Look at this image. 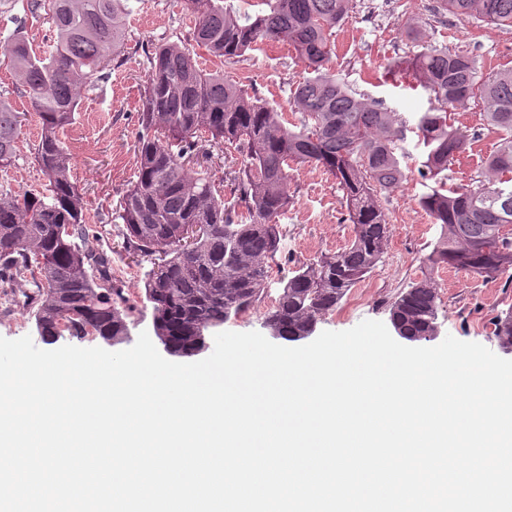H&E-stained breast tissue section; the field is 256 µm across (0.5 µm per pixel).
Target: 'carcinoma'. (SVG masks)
Segmentation results:
<instances>
[{
	"instance_id": "obj_1",
	"label": "carcinoma",
	"mask_w": 512,
	"mask_h": 512,
	"mask_svg": "<svg viewBox=\"0 0 512 512\" xmlns=\"http://www.w3.org/2000/svg\"><path fill=\"white\" fill-rule=\"evenodd\" d=\"M268 9L243 15L232 0H186L195 15L189 35L160 41L144 51L148 73L140 98L137 180L125 191L115 218L124 224L125 248L150 257L144 295L160 328L177 326L188 336L217 328L261 297L269 262L280 243L279 219L288 208L289 163L319 167L342 191L352 224L346 247L297 266L263 315L286 331L321 321L363 278L383 263L391 227L379 197L407 180L400 144L406 121L399 113L355 96L330 73V30L356 0H265ZM440 10L461 19L512 29V0H439ZM51 21L53 51L40 55L16 31L4 51L41 122L35 161L49 195L0 192V282L24 292L36 289L31 313L41 336L83 338L112 326L130 331L129 312L112 285L110 260L87 246L85 200L72 180L73 157L59 137L83 93L111 64L123 62L128 0H29ZM291 45L310 70L289 99L299 114L261 103L222 72H206L197 49L235 64L259 40ZM406 69L434 100L413 132L422 148L418 174L434 185L420 206L440 233L426 261L512 280V69L479 75L463 51L427 47ZM480 108L499 134L478 185H448L449 165L471 142L467 128L448 122V109ZM21 114L0 98V167L16 161ZM232 145L241 156L234 171L239 206L225 207L208 176L196 169L209 148ZM185 224L208 233L180 244ZM94 269L97 275L88 274ZM436 280L412 283L391 303L390 314L411 336L439 329Z\"/></svg>"
}]
</instances>
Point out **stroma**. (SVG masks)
I'll list each match as a JSON object with an SVG mask.
<instances>
[{"label": "stroma", "mask_w": 512, "mask_h": 512, "mask_svg": "<svg viewBox=\"0 0 512 512\" xmlns=\"http://www.w3.org/2000/svg\"><path fill=\"white\" fill-rule=\"evenodd\" d=\"M125 59L85 91L78 112L60 132L73 156V180L84 192L89 242L108 255L113 266L128 272L127 284L142 287L152 269L150 259L125 250L122 224L113 215L137 173L140 126V95L147 78L144 49L153 43L186 37L193 17L182 0H129ZM422 22L427 44L452 51H467L483 75L512 68V29L479 25L441 13L438 0H356L349 16L331 30L334 51L330 71L350 89L400 113L407 126H414L417 113L430 105L429 94L414 77L396 69L395 61L415 55L419 47L405 33L408 19ZM23 30L33 49L49 50L51 25L44 17L29 13L26 0L0 8V45L15 30ZM203 68L223 70L249 93L281 112H289L291 91L306 74L304 63L288 43L262 41L247 51L243 61L228 66L202 55ZM0 98L23 113L17 160L0 168V191L42 192L45 181L33 160V147L40 125L30 99L15 80L9 60L0 54ZM454 124L467 127L473 140L451 164L449 185L469 184L478 179L484 160L492 154L498 135L484 126L478 110L452 112ZM240 165L233 146L213 148L204 164L225 206L236 204L230 178ZM425 187L417 171H409L403 186L382 195L380 205L392 226L384 262L369 275L374 286L370 302L351 314L327 315L319 331H345L361 321L389 320V305L425 275H433L439 288L441 335L476 342L495 349V320L512 311V284L448 267L430 268L425 259L439 234V227L419 206ZM287 212L281 217V251L271 266L265 295L237 319L225 323L233 332L258 331L265 311L281 292V281L295 266L323 254L337 252L348 244L351 225L346 219L342 194L334 178L322 169L291 164L288 169Z\"/></svg>", "instance_id": "stroma-1"}]
</instances>
